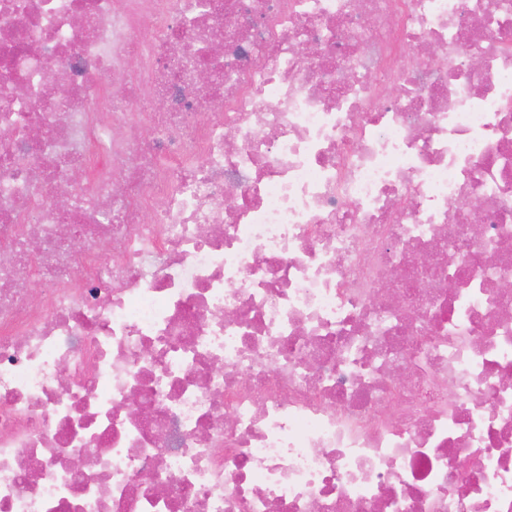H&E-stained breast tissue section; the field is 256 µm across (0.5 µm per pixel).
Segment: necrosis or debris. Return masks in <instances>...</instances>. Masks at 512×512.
Listing matches in <instances>:
<instances>
[{
	"instance_id": "4bbe7bcc",
	"label": "necrosis or debris",
	"mask_w": 512,
	"mask_h": 512,
	"mask_svg": "<svg viewBox=\"0 0 512 512\" xmlns=\"http://www.w3.org/2000/svg\"><path fill=\"white\" fill-rule=\"evenodd\" d=\"M505 279L512 0H0V512H512Z\"/></svg>"
}]
</instances>
